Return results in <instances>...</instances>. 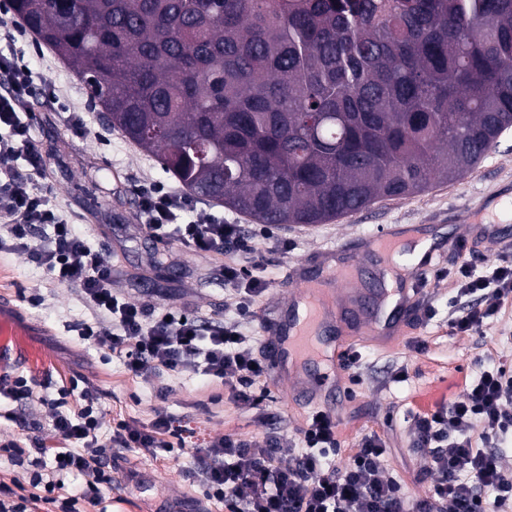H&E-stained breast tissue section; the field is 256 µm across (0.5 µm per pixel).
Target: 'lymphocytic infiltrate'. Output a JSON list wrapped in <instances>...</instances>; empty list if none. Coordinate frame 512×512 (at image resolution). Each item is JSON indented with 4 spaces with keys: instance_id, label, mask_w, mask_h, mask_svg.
<instances>
[{
    "instance_id": "f902f5d3",
    "label": "lymphocytic infiltrate",
    "mask_w": 512,
    "mask_h": 512,
    "mask_svg": "<svg viewBox=\"0 0 512 512\" xmlns=\"http://www.w3.org/2000/svg\"><path fill=\"white\" fill-rule=\"evenodd\" d=\"M32 85L27 66L0 55V251L27 254L58 284L78 287L94 313L93 322L81 327L82 339L108 346L130 373L152 368L177 376L199 374L220 381L238 400L255 401L267 368L243 324L252 320L251 307L266 283L248 268L257 256L252 236L241 225L221 221L177 223L178 213L193 208L190 196L165 184L141 186L140 220L152 237L194 252L231 247L244 256V263L224 267L237 316L209 317L165 304L146 307L114 291L111 265L60 217L51 192L36 187L44 158L31 124L21 117ZM21 160L26 163L22 169L17 166ZM456 284L458 295L476 299L450 312L452 329L467 334L492 323L501 303L512 301V259L483 272L473 260H464ZM486 296L491 304H483ZM81 398L78 414L52 415L68 448H33V483L43 486V493L19 495L0 481V512H29L38 502L56 512H77L75 498L55 495L58 472L84 475L88 493L95 496L100 486L112 483L113 449L152 455L169 450L163 440L170 431L166 418L148 430L125 424L104 437L98 391L85 388ZM412 420L416 444L438 480L430 498L411 504L380 463L386 448L377 434L364 435L344 469L336 468V422L323 410L312 414L295 439L278 437L261 447L227 434L195 449L198 478L209 497L223 502L225 512H512V470L497 451L501 439L512 434L511 368L483 370L463 400L413 414Z\"/></svg>"
}]
</instances>
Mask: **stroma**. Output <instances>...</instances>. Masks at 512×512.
Returning a JSON list of instances; mask_svg holds the SVG:
<instances>
[{
  "label": "stroma",
  "mask_w": 512,
  "mask_h": 512,
  "mask_svg": "<svg viewBox=\"0 0 512 512\" xmlns=\"http://www.w3.org/2000/svg\"><path fill=\"white\" fill-rule=\"evenodd\" d=\"M16 53L33 72L37 88L29 103L33 137L45 160L42 186L52 191L63 219L112 265V286L144 306L165 303L198 310L202 315L235 316L232 296L221 277L224 264L236 254H196L156 240L138 226L142 183L176 186V179L157 159L129 143L106 125L93 109L78 77L51 52L37 53L31 43L17 42ZM88 113L86 132L77 137L63 119L66 109ZM194 216L243 225L255 237L262 256L260 277L267 291L253 309L264 313L288 299L289 272L305 266L319 276L321 254L376 235L382 227L418 224L437 236L434 273L428 274L417 298L418 314L402 335L353 333L349 346L361 354V382H344L326 403L335 410L340 450L337 467H345L365 434H379L387 445L381 459L386 473L400 481L407 499L430 495L437 480L426 470L415 444L411 414L461 400L480 370L512 360V305L502 306L490 325L468 334L448 324L449 302L457 295L454 274L462 261L456 243H466L484 264H497L512 247V131L504 134L472 171L429 191L382 200L368 209L327 224L274 227L269 238L257 237L251 218L213 202L195 199ZM0 303L23 326V347L0 363V376L23 378L32 398L0 400V441L22 440L16 418L38 425L35 438L49 448L64 442L52 427V403L76 413L84 388L102 395L103 432L115 423L148 429L165 415L182 449L151 456L115 449L112 485L102 488L101 505L82 499L83 477L57 476L66 496L79 497L80 512H224L194 476L197 460L190 455L196 435L213 440L227 434L265 444L272 437H291L303 428L315 404L295 399L288 380L266 379L252 404L237 401L215 380L173 377L147 369L134 375L118 355L79 336L90 310L77 288L62 286L26 254L0 251ZM434 317H427V307Z\"/></svg>",
  "instance_id": "1"
}]
</instances>
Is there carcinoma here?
<instances>
[{"instance_id": "1", "label": "carcinoma", "mask_w": 512, "mask_h": 512, "mask_svg": "<svg viewBox=\"0 0 512 512\" xmlns=\"http://www.w3.org/2000/svg\"><path fill=\"white\" fill-rule=\"evenodd\" d=\"M193 196L325 224L512 128V0H8Z\"/></svg>"}]
</instances>
